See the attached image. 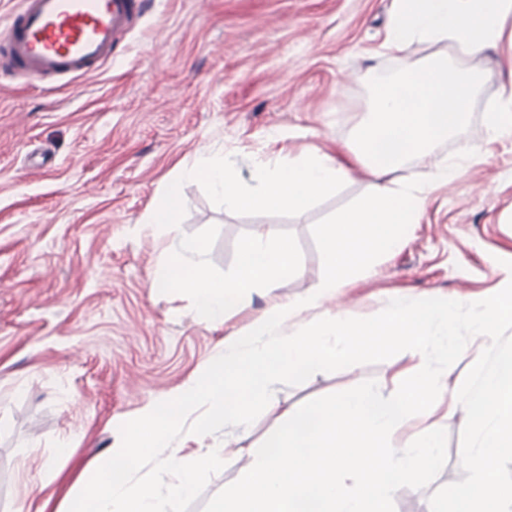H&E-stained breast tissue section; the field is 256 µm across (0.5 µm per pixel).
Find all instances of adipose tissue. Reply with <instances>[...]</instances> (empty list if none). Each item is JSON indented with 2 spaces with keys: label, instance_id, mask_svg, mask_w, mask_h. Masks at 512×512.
I'll list each match as a JSON object with an SVG mask.
<instances>
[{
  "label": "adipose tissue",
  "instance_id": "obj_1",
  "mask_svg": "<svg viewBox=\"0 0 512 512\" xmlns=\"http://www.w3.org/2000/svg\"><path fill=\"white\" fill-rule=\"evenodd\" d=\"M391 14L385 47L405 57L417 43L443 40L455 42L473 57L501 44L512 48V0H392ZM298 268L288 240L271 241L259 229L243 243L232 281L213 277L202 244L190 243L163 258L153 282L188 289L196 317L220 323L244 293L274 287Z\"/></svg>",
  "mask_w": 512,
  "mask_h": 512
}]
</instances>
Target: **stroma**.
I'll return each mask as SVG.
<instances>
[{
  "mask_svg": "<svg viewBox=\"0 0 512 512\" xmlns=\"http://www.w3.org/2000/svg\"><path fill=\"white\" fill-rule=\"evenodd\" d=\"M391 0H140L112 57L77 80L26 86L0 57V512H68L100 460L120 445V425L197 378L206 362L276 303L315 292L323 278L311 228L372 181L353 170L345 187L292 217L238 215L214 205L196 181L182 185L186 214L161 230L144 217L180 167L228 156L240 178L281 133L283 157L309 147L327 153L352 139L367 112L368 80L441 53L462 68L480 63L485 80L469 127L435 146L440 159L464 149L481 163L433 191L401 246L342 286L322 307L366 318L395 298H487L512 277V139H487L499 110L508 60L480 59L456 43L418 45L412 58L382 43ZM288 238L299 271L259 288L223 323L199 321L183 288H156L166 252L202 243L210 273L231 280L239 249L256 227ZM484 345L475 337L449 369L448 389L398 435L424 425L448 434L447 461L422 489L402 488L395 512H431L429 498L465 477L462 426L444 412ZM418 352L318 372L275 385L273 400L300 407L373 379L382 396L416 373ZM278 426L265 411L247 427H225L187 442L181 462L204 448L236 444L202 500L244 473L248 448Z\"/></svg>",
  "mask_w": 512,
  "mask_h": 512,
  "instance_id": "stroma-1",
  "label": "stroma"
}]
</instances>
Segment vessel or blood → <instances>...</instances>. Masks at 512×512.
Returning <instances> with one entry per match:
<instances>
[{
	"mask_svg": "<svg viewBox=\"0 0 512 512\" xmlns=\"http://www.w3.org/2000/svg\"><path fill=\"white\" fill-rule=\"evenodd\" d=\"M137 9L136 0H19L0 23V50L28 81L79 78L111 57Z\"/></svg>",
	"mask_w": 512,
	"mask_h": 512,
	"instance_id": "1",
	"label": "vessel or blood"
}]
</instances>
